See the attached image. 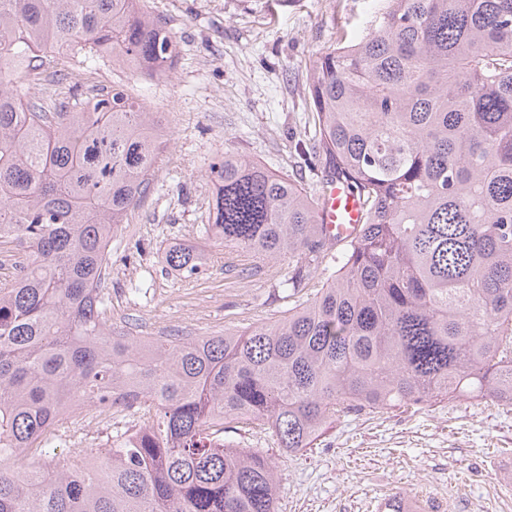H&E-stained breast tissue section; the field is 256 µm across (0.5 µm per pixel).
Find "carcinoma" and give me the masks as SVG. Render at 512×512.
Here are the masks:
<instances>
[{
    "label": "carcinoma",
    "instance_id": "cac0c4a2",
    "mask_svg": "<svg viewBox=\"0 0 512 512\" xmlns=\"http://www.w3.org/2000/svg\"><path fill=\"white\" fill-rule=\"evenodd\" d=\"M386 2L309 76L306 160L362 199L357 236L329 243L318 194L221 155L199 242L165 262L196 277L211 243L286 261L294 306L212 336H142L112 329L106 289L112 239L161 160L160 117L119 85L76 78L49 103L23 83L56 77L62 49L80 64L110 47L162 75L177 41L140 0H0V512H278L276 462L224 442L233 425L288 453L348 411L512 403V0ZM78 404L134 412L99 461Z\"/></svg>",
    "mask_w": 512,
    "mask_h": 512
}]
</instances>
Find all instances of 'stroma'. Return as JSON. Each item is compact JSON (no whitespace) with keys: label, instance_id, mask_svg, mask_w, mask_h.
Here are the masks:
<instances>
[{"label":"stroma","instance_id":"1","mask_svg":"<svg viewBox=\"0 0 512 512\" xmlns=\"http://www.w3.org/2000/svg\"><path fill=\"white\" fill-rule=\"evenodd\" d=\"M174 34L179 55L165 77H133L118 63L87 61L89 85L123 84L163 115L165 152L153 190L112 241V322L146 336H208L278 318L287 304L277 273H243L221 247L185 279L167 247L204 223L205 172L224 152L249 155L316 189L311 170L312 64L340 38L361 36L383 0H142ZM279 512H512V405L487 399L411 409L347 412L313 447L278 460Z\"/></svg>","mask_w":512,"mask_h":512}]
</instances>
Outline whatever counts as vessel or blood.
Listing matches in <instances>:
<instances>
[{"label": "vessel or blood", "instance_id": "1", "mask_svg": "<svg viewBox=\"0 0 512 512\" xmlns=\"http://www.w3.org/2000/svg\"><path fill=\"white\" fill-rule=\"evenodd\" d=\"M320 219L327 238L346 243L361 222L362 202L346 181L336 177L320 186Z\"/></svg>", "mask_w": 512, "mask_h": 512}]
</instances>
